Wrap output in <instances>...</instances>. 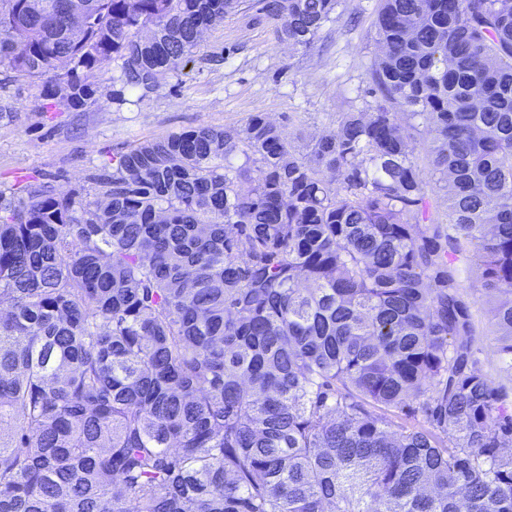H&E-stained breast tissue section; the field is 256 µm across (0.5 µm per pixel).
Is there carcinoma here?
<instances>
[{
	"label": "carcinoma",
	"mask_w": 512,
	"mask_h": 512,
	"mask_svg": "<svg viewBox=\"0 0 512 512\" xmlns=\"http://www.w3.org/2000/svg\"><path fill=\"white\" fill-rule=\"evenodd\" d=\"M261 2L290 48L338 4ZM240 4L0 0V74L62 68L41 99L84 111L115 62L141 101ZM376 31L371 111L303 152L257 112L118 154L95 201L0 192V512H512L456 265L512 375V7L382 0Z\"/></svg>",
	"instance_id": "carcinoma-1"
}]
</instances>
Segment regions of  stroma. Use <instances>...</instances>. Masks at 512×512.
I'll list each match as a JSON object with an SVG mask.
<instances>
[{"label":"stroma","mask_w":512,"mask_h":512,"mask_svg":"<svg viewBox=\"0 0 512 512\" xmlns=\"http://www.w3.org/2000/svg\"><path fill=\"white\" fill-rule=\"evenodd\" d=\"M379 7L380 0H339L311 47L291 51L279 45L259 0H243L209 28L178 77L135 105L113 104L108 72L98 78L97 105L82 112L41 111L39 78L0 86V190L36 175L92 201L100 190L96 175L118 153L199 126L239 129L257 112L295 137L334 129L342 113L375 101L370 72ZM458 268L474 303L477 355L491 379L511 392L491 324L495 299L481 287L472 252L461 253Z\"/></svg>","instance_id":"obj_1"}]
</instances>
